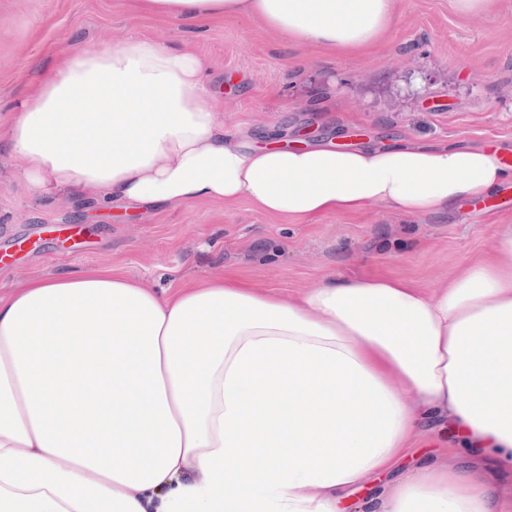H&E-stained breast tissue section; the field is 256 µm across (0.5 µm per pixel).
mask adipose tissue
<instances>
[{
    "label": "adipose tissue",
    "instance_id": "obj_1",
    "mask_svg": "<svg viewBox=\"0 0 512 512\" xmlns=\"http://www.w3.org/2000/svg\"><path fill=\"white\" fill-rule=\"evenodd\" d=\"M130 9L258 19L333 57L381 48L395 0ZM39 74L0 117V149L36 194L422 218L512 175L489 147L254 144L225 131L204 58L145 37L81 46ZM432 418L462 453L407 474L371 512H512L472 461L512 469V224L434 288L332 272L298 295L221 274L168 292L109 267L0 297V512H336Z\"/></svg>",
    "mask_w": 512,
    "mask_h": 512
}]
</instances>
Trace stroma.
<instances>
[{
	"label": "stroma",
	"instance_id": "35a3bbf8",
	"mask_svg": "<svg viewBox=\"0 0 512 512\" xmlns=\"http://www.w3.org/2000/svg\"><path fill=\"white\" fill-rule=\"evenodd\" d=\"M132 35L190 47L209 62L224 127L266 143L296 132L349 145L425 143L498 147L512 159V0L461 15L450 0H397L396 20L374 56L326 57L294 47L254 19L207 25L134 16L128 0H0V113L15 111L38 65L84 43L116 46ZM336 105V122L320 111ZM18 158L0 154V294L44 273L118 266L158 287L224 273L283 294L324 274H387L433 287L489 250L493 227L512 223V178L490 197L420 219L384 206L308 223L247 202L197 201L159 209L98 212L88 197H37L12 179ZM430 428L346 505L366 512L409 470L447 458Z\"/></svg>",
	"mask_w": 512,
	"mask_h": 512
}]
</instances>
